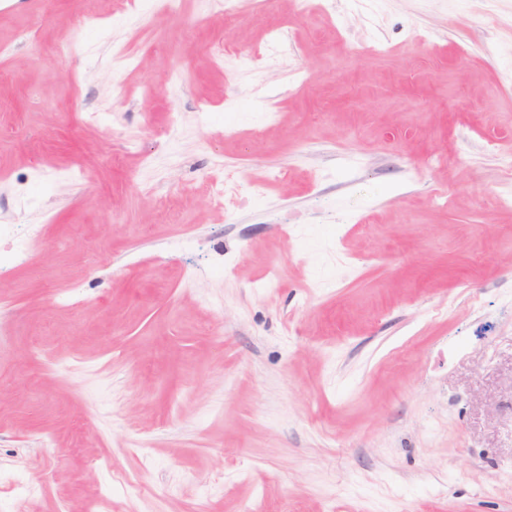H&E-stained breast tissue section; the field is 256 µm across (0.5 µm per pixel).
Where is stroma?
Wrapping results in <instances>:
<instances>
[{
	"instance_id": "35a3bbf8",
	"label": "stroma",
	"mask_w": 512,
	"mask_h": 512,
	"mask_svg": "<svg viewBox=\"0 0 512 512\" xmlns=\"http://www.w3.org/2000/svg\"><path fill=\"white\" fill-rule=\"evenodd\" d=\"M126 10L0 0V512H512V0Z\"/></svg>"
}]
</instances>
